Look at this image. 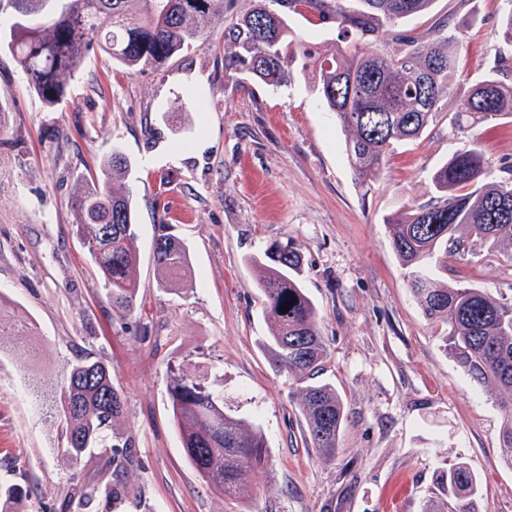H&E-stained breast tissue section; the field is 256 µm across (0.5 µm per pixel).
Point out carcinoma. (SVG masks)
I'll return each instance as SVG.
<instances>
[{
    "mask_svg": "<svg viewBox=\"0 0 512 512\" xmlns=\"http://www.w3.org/2000/svg\"><path fill=\"white\" fill-rule=\"evenodd\" d=\"M15 12L9 48L30 88L46 103L62 100L69 80L95 49L128 70L164 65L203 39L211 20L224 14V0H69L55 10L51 0H7ZM290 0H250L245 11L224 21V73L267 87L288 85L299 66L345 133V152L356 184L376 183L395 146L421 139L448 113L454 135L471 139L430 177L431 200L386 220L393 251L408 269L410 291L424 315L444 327V348L473 382L485 387L504 413L501 447L512 460V304L484 288L456 287L430 268L448 270L476 248L512 247V166L494 177L474 130L491 118L512 117V83L505 69L464 87L458 81V40L448 33V15L412 34L404 25L428 13L436 0H308L312 16L336 27L332 43L293 37ZM501 43L512 46V7L498 19ZM455 109L447 112L448 98ZM130 164L119 150L98 171L80 175L72 207L83 243L103 277L112 309L130 315L137 304L139 251ZM153 262L166 280L189 273L185 246L170 234L153 246ZM270 327L263 342L281 372L296 383L298 407L312 447L332 455L345 421L344 401L330 382H314L328 357L319 310L299 279L302 260L278 243L252 258ZM293 303L284 313L280 305ZM29 319L0 312V342L36 334ZM32 395L48 403L65 441L63 451L81 458L100 445L124 414V399L108 366L79 358L61 384L36 381ZM172 412L188 461L205 481L230 499L251 495V474L268 463L262 429L224 406L221 384L202 383L183 370L167 383ZM123 463L106 486L114 499L126 496ZM444 497L425 512H475L478 482L458 465L442 482Z\"/></svg>",
    "mask_w": 512,
    "mask_h": 512,
    "instance_id": "cac0c4a2",
    "label": "carcinoma"
}]
</instances>
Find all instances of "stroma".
<instances>
[{
	"mask_svg": "<svg viewBox=\"0 0 512 512\" xmlns=\"http://www.w3.org/2000/svg\"><path fill=\"white\" fill-rule=\"evenodd\" d=\"M505 0H436L419 19L452 15L460 79L498 62ZM492 168L512 163V120L476 131ZM345 135L310 81L272 89L224 74V20L205 45L159 68L125 70L87 58L63 101L47 105L0 46V311L32 319L29 345L0 346V512H424L443 476H477L476 512H512V465L500 446L503 412L447 354L413 298L385 219L428 200L431 172L468 140L447 121L398 146L371 190L358 187ZM131 165L139 248L138 301L117 314L76 232L78 174L113 150ZM176 235L192 278L174 289L153 265L157 236ZM304 257L301 281L319 309L323 378L344 399L334 455L307 438L295 384L262 347L269 327L251 263L273 243ZM449 284L512 303V260L478 249L449 260ZM101 360L125 410L116 425L135 462L121 500L76 488L112 477V447L72 459L33 377L63 382L77 358ZM221 379L226 403L261 426L266 469L244 502L202 480L182 448L167 394L172 371Z\"/></svg>",
	"mask_w": 512,
	"mask_h": 512,
	"instance_id": "obj_1",
	"label": "stroma"
}]
</instances>
